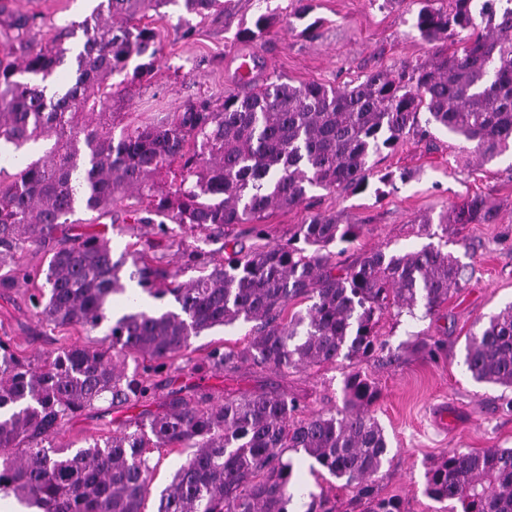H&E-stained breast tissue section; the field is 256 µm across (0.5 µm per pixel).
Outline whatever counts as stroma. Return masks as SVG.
<instances>
[{
  "label": "stroma",
  "mask_w": 512,
  "mask_h": 512,
  "mask_svg": "<svg viewBox=\"0 0 512 512\" xmlns=\"http://www.w3.org/2000/svg\"><path fill=\"white\" fill-rule=\"evenodd\" d=\"M98 0H10L13 11L39 13L44 36L55 26L89 15ZM290 0H269L277 19L258 42L239 40L240 28L250 26L258 0H234L230 13L195 24L192 36L177 29L176 17H151L157 33L160 64L130 97L113 100L112 109L124 113L125 123L137 126L158 122L182 111L201 93L218 95L239 90L238 66L248 61L258 77L279 75L300 84L316 81L340 86L371 70L429 58L434 48L420 39L412 16L399 7H384L382 0H311L307 20H318L305 33L307 20L288 18ZM410 170L412 179L385 185L378 177ZM480 193L499 208L495 224H453L445 238H429L422 217L438 218L465 195ZM126 204L112 209L111 217L77 207L72 219L87 231L107 233L114 251L137 239L152 236L150 226L125 217ZM319 212L340 214L343 221L361 223L355 242L346 244L338 259L354 263L365 251H412L433 244L451 251L470 266L473 277L434 316L421 318L383 311L377 330L386 343L370 359H341L301 372L273 371L243 366L234 378L211 372L173 369L161 378L156 396L145 403L156 411L167 394L188 396L204 390L214 397L241 390H277L302 396L306 411L338 409L343 405V380L358 371L372 379L379 396L370 411L383 427L390 451L376 480L382 497L400 500L402 512H436L438 505L425 494L430 465L448 450L512 448V390L475 383L463 370L465 339L476 322L512 303V157L478 164L474 154L461 151L458 140L439 131L433 143L406 137L395 149L375 159L368 185L356 192L333 193L314 189L306 205L269 213L266 238L284 243L299 224ZM22 284L0 295V339L21 359L40 362L45 355L73 342L100 346L105 328L49 330L41 326ZM443 339L437 358L417 353L418 336ZM127 409L106 402L83 411L67 424L59 444L84 446L86 441L111 435L125 420ZM303 459L297 480L303 490L327 491L336 500V512H361L352 489L330 476L312 475Z\"/></svg>",
  "instance_id": "35a3bbf8"
}]
</instances>
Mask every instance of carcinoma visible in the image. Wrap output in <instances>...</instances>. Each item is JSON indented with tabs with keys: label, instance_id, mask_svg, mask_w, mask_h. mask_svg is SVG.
<instances>
[{
	"label": "carcinoma",
	"instance_id": "carcinoma-1",
	"mask_svg": "<svg viewBox=\"0 0 512 512\" xmlns=\"http://www.w3.org/2000/svg\"><path fill=\"white\" fill-rule=\"evenodd\" d=\"M0 0V147L43 155L15 173L0 168V293L39 279L31 296L41 324L92 331L108 323L105 344L70 343L36 367L0 340V495L35 512H144L151 452L190 450L159 494L156 512H290L302 488L293 480V452L313 460L355 490L364 512H402L374 490L388 451L369 413L375 383L359 372L344 381L343 407L297 417L301 399L281 392H241L221 400L200 391H172L162 411L140 413L105 439L75 451L55 443L66 423L103 400L134 408L155 395L154 377L174 364L193 336L216 326L249 324L241 346L216 347L195 368L234 372L249 364L276 371L367 359L383 350L375 327L393 304L432 316L467 282L466 268L431 244L420 250L364 252L341 266L331 247L359 237L360 225L315 214L287 243L228 249L225 230L260 222L274 208L301 206L313 188L356 191L373 174L372 156L409 134L434 131L474 145L486 164L512 150V0H385L407 6L420 38L435 46L424 61L379 68L343 87L293 85L281 77L249 90L200 97L161 124L131 126L112 111V96L150 76L160 62L148 13L175 7L186 16L222 14L230 0H100L47 40L42 19ZM265 11L237 37L260 41L274 24ZM82 33L74 46L65 41ZM457 47L448 50L449 39ZM134 68H129L133 61ZM68 67L71 84L47 95V82ZM426 114L420 120V114ZM133 197L145 207L133 222L182 249L173 269L147 255L156 244L127 245L76 231L82 205L108 214ZM496 206L468 194L440 215L450 224H494ZM205 235L225 251L206 262L183 246L179 231ZM42 251L47 268L25 261ZM194 270L186 280L181 274ZM157 300L163 312L129 296L131 311L109 316L126 281ZM305 310L289 312L297 303ZM132 357V372L115 358ZM463 366L476 383L512 389V304L466 336ZM431 500L461 512H512V448L451 451L427 472Z\"/></svg>",
	"mask_w": 512,
	"mask_h": 512
}]
</instances>
